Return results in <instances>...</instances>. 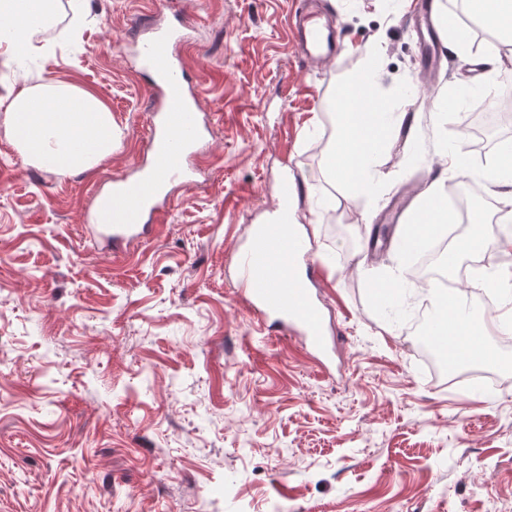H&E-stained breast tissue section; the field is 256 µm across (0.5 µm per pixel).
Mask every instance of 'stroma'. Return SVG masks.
<instances>
[{"label":"stroma","instance_id":"1","mask_svg":"<svg viewBox=\"0 0 512 512\" xmlns=\"http://www.w3.org/2000/svg\"><path fill=\"white\" fill-rule=\"evenodd\" d=\"M303 2L71 0L39 50L0 52V97L70 83L120 134L111 158L59 175L22 159L0 108V512H512V347L490 386L445 384L412 328L422 284L406 283L403 314L387 315L373 284L406 259L390 239L366 246L378 227L395 232V210L418 205L465 138L471 89L512 110V63H476L512 42L439 0L470 51L438 47L423 71L405 0H317L343 29L342 50L318 65L289 36ZM176 15L212 133L196 183L172 190L165 234L115 254L84 211L142 155L152 121V78L124 48L148 20ZM358 78L396 117L360 196L325 167L336 99ZM485 139L450 183L485 187L512 122ZM287 179L318 264L327 375L237 302L230 257Z\"/></svg>","mask_w":512,"mask_h":512}]
</instances>
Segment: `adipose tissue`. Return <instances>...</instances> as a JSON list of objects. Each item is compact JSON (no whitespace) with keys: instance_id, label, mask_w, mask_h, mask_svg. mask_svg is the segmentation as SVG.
<instances>
[{"instance_id":"ef3b65f1","label":"adipose tissue","mask_w":512,"mask_h":512,"mask_svg":"<svg viewBox=\"0 0 512 512\" xmlns=\"http://www.w3.org/2000/svg\"><path fill=\"white\" fill-rule=\"evenodd\" d=\"M52 4L53 0H0V49L11 53L33 49L51 22ZM366 96L365 89L351 87L339 98L340 126L326 159L336 182L363 192L373 190L371 171L385 149L371 129L386 123L385 113L366 106ZM8 99L10 135L34 167L60 173L87 171L119 146L110 110L95 94L78 86L50 82L10 93ZM451 220L442 184L433 182L402 235L405 249H416L437 237ZM436 312L437 345L443 356L464 365L496 362L483 324L457 296H444Z\"/></svg>"}]
</instances>
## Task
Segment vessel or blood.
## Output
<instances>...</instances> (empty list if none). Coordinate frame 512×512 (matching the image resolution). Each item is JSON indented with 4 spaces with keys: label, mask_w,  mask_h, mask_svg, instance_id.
Masks as SVG:
<instances>
[{
    "label": "vessel or blood",
    "mask_w": 512,
    "mask_h": 512,
    "mask_svg": "<svg viewBox=\"0 0 512 512\" xmlns=\"http://www.w3.org/2000/svg\"><path fill=\"white\" fill-rule=\"evenodd\" d=\"M306 53L326 57L340 47L337 28L308 13L296 24ZM189 42L185 27L153 34L139 51L141 68L157 69L161 110L147 136L148 165L136 176L113 179L108 191H94L86 218L112 243L113 252L160 236L168 222L166 188L190 178L195 147L202 137L198 96L185 85V66L174 48ZM240 299L258 329L274 320L282 334L300 337L319 371H326L327 338L314 293L317 268L296 230L280 224L257 225L249 247L236 252Z\"/></svg>",
    "instance_id": "b4317fda"
}]
</instances>
